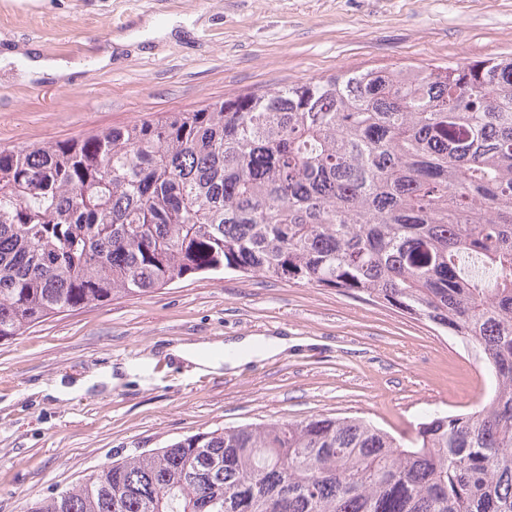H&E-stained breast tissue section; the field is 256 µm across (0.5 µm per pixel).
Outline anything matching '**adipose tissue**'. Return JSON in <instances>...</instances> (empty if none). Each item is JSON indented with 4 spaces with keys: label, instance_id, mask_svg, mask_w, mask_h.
I'll list each match as a JSON object with an SVG mask.
<instances>
[{
    "label": "adipose tissue",
    "instance_id": "1",
    "mask_svg": "<svg viewBox=\"0 0 512 512\" xmlns=\"http://www.w3.org/2000/svg\"><path fill=\"white\" fill-rule=\"evenodd\" d=\"M298 344L297 338L283 335L245 336L221 344H180L171 347L169 353L192 365L194 371L209 373L279 356Z\"/></svg>",
    "mask_w": 512,
    "mask_h": 512
}]
</instances>
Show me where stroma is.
Wrapping results in <instances>:
<instances>
[{
  "mask_svg": "<svg viewBox=\"0 0 512 512\" xmlns=\"http://www.w3.org/2000/svg\"><path fill=\"white\" fill-rule=\"evenodd\" d=\"M170 20L174 35L155 36ZM31 50L73 73L27 79ZM509 55L512 0H0V144L340 69ZM273 334L305 344L202 376L168 354ZM490 389L474 353L433 325L333 288L227 273L117 295L0 341V512L197 432L323 414L406 439L424 412L472 410Z\"/></svg>",
  "mask_w": 512,
  "mask_h": 512,
  "instance_id": "35a3bbf8",
  "label": "stroma"
}]
</instances>
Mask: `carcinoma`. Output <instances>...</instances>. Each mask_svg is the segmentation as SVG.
Returning a JSON list of instances; mask_svg holds the SVG:
<instances>
[{
  "instance_id": "carcinoma-1",
  "label": "carcinoma",
  "mask_w": 512,
  "mask_h": 512,
  "mask_svg": "<svg viewBox=\"0 0 512 512\" xmlns=\"http://www.w3.org/2000/svg\"><path fill=\"white\" fill-rule=\"evenodd\" d=\"M224 272L383 303L474 351L492 396L403 442L312 415L186 436L31 512H512V57L338 70L0 146V341Z\"/></svg>"
}]
</instances>
